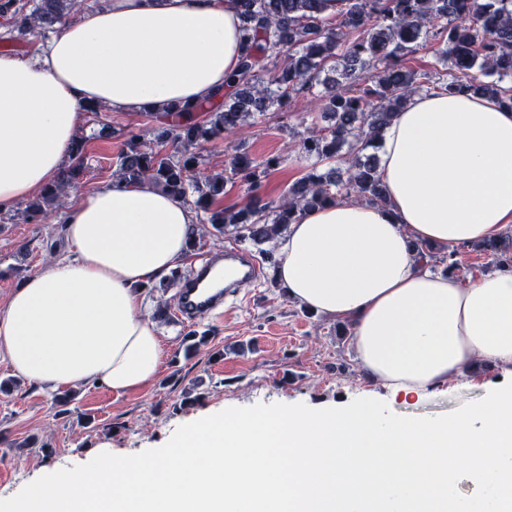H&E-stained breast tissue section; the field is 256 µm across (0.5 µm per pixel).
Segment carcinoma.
<instances>
[{
  "label": "carcinoma",
  "mask_w": 512,
  "mask_h": 512,
  "mask_svg": "<svg viewBox=\"0 0 512 512\" xmlns=\"http://www.w3.org/2000/svg\"><path fill=\"white\" fill-rule=\"evenodd\" d=\"M85 0H3L5 19L0 42L27 34L47 37L72 21ZM334 19L323 16L324 0H237L242 19V55L228 90L211 101L176 111L164 122L162 136L172 151L155 150L138 135L120 142L113 175L128 183L148 182L203 214L207 232L228 231L257 246L277 239L307 209L355 196L370 204L386 203L375 158L363 154L411 94L422 90L416 74L404 69L403 57L421 41L440 43L437 59L448 65V80L432 89L492 95L512 107V0H340ZM340 78L320 79L336 71ZM326 93L317 95V83ZM303 95L308 111L331 121L305 137L300 149L323 172L312 168L288 187L276 206L260 196L256 170L280 164L261 163L246 153L232 154L224 172L203 171V143L236 134L270 105L285 107ZM86 140L73 142L68 164L57 179L23 209L27 224H42L55 205L75 187L86 168ZM248 186L250 202L237 211L215 206L224 184ZM476 248L493 257L496 267L512 269V230ZM418 254L441 273L466 277L469 269L458 250L417 246Z\"/></svg>",
  "instance_id": "cac0c4a2"
}]
</instances>
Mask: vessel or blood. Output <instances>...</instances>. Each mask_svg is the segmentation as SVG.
<instances>
[{"label":"vessel or blood","mask_w":512,"mask_h":512,"mask_svg":"<svg viewBox=\"0 0 512 512\" xmlns=\"http://www.w3.org/2000/svg\"><path fill=\"white\" fill-rule=\"evenodd\" d=\"M260 279V266L250 255L234 250L211 257L187 277L176 292L180 316L194 321L223 311L240 286Z\"/></svg>","instance_id":"b4317fda"}]
</instances>
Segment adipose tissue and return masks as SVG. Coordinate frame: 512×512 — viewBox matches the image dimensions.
<instances>
[{
    "instance_id": "adipose-tissue-1",
    "label": "adipose tissue",
    "mask_w": 512,
    "mask_h": 512,
    "mask_svg": "<svg viewBox=\"0 0 512 512\" xmlns=\"http://www.w3.org/2000/svg\"><path fill=\"white\" fill-rule=\"evenodd\" d=\"M236 0H107L32 54L0 53V209L52 183L88 104L115 112L197 104L238 69ZM388 202L304 212L278 243L277 279L308 311L349 322L363 368L389 393L438 391L476 359L512 374V270L433 272L415 246L512 227V108L416 93L380 139ZM196 214L118 179L66 216L74 258L28 276L0 311V357L57 390L122 395L158 376L166 345L143 288L186 256ZM512 512V385L452 418L386 422L367 408L219 414L145 456L102 449L54 470L5 512H456L458 473Z\"/></svg>"
}]
</instances>
